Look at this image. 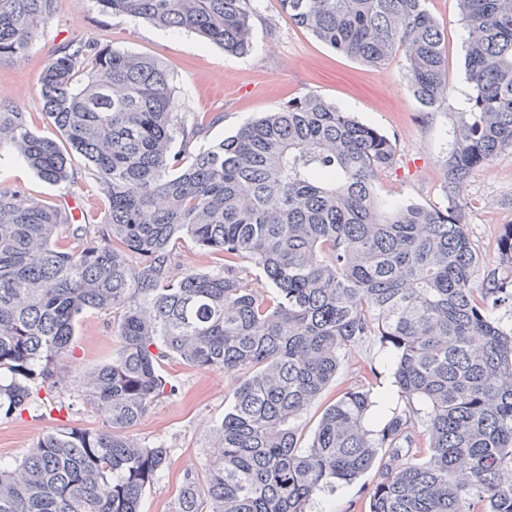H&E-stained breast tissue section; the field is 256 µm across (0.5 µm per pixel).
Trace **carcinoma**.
Instances as JSON below:
<instances>
[{"label": "carcinoma", "instance_id": "obj_1", "mask_svg": "<svg viewBox=\"0 0 512 512\" xmlns=\"http://www.w3.org/2000/svg\"><path fill=\"white\" fill-rule=\"evenodd\" d=\"M104 14L183 30L227 54L252 48L254 0H94ZM289 18L350 58L381 68L403 52L426 108L448 95L444 34L426 0H280ZM469 111L445 161L441 206L383 203L395 145L306 94L198 144L157 60L73 40L41 73L45 137L0 105L7 147L43 181L74 179L78 157L107 197L97 219L0 186V414L66 382L75 327L114 318L112 357L80 376L100 429L38 439L0 462V512H139L169 449L129 435L165 394L169 359L240 372L232 404L188 468L176 512H308L314 497L375 468L368 512H512V224L485 264L463 222L469 173L512 150V0H459ZM54 0H0V61L20 62ZM181 139L175 153L172 145ZM71 233L78 245L61 248ZM189 241L222 260L180 263ZM272 291L256 287L253 272ZM376 343L405 403L377 429L372 380L329 405L309 439L301 414L336 378L341 353Z\"/></svg>", "mask_w": 512, "mask_h": 512}]
</instances>
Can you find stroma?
<instances>
[{
  "instance_id": "stroma-1",
  "label": "stroma",
  "mask_w": 512,
  "mask_h": 512,
  "mask_svg": "<svg viewBox=\"0 0 512 512\" xmlns=\"http://www.w3.org/2000/svg\"><path fill=\"white\" fill-rule=\"evenodd\" d=\"M427 9L445 34L448 66V95L429 112L409 87L403 55H395L381 69L346 57L298 27L280 0H257L253 49L241 56L224 53L192 33L163 31L127 16L101 13L93 0H55L53 15L26 60L0 63V102L20 106L35 130L55 136L42 111L39 78L43 69L71 40L107 44L161 61L177 88L180 111L190 116L221 114L219 123L204 129L201 142L232 136L245 123L288 100L315 94L394 142V163L377 180L381 200L439 205L444 201V160L460 116L468 109L470 86L459 0H427ZM75 167L73 182L53 186L6 151L0 153V184L22 186L30 196L65 205L78 216L100 211L105 198L83 162ZM462 193L469 202L464 218L469 237L479 254L495 260L501 228L512 223V150L474 169ZM114 345L111 314L86 312L77 325L68 359L72 374L81 375L111 357ZM369 362L379 372L373 393L384 400L374 408L373 418L398 406L390 358L374 347L354 349L344 353L335 380L303 414L305 433H312L339 391L359 384L360 369ZM163 373L175 392L161 397L133 430L142 444H161L170 450V466L145 493L142 512H174L183 473L204 463L207 431L230 406L236 383L235 375L224 370H199L177 361L165 362ZM53 395L63 402V410L30 408L0 418V461L20 459L47 433L101 426V416L79 400L75 386L56 389ZM374 480L369 472L353 484L318 494L309 512H367L366 490Z\"/></svg>"
}]
</instances>
